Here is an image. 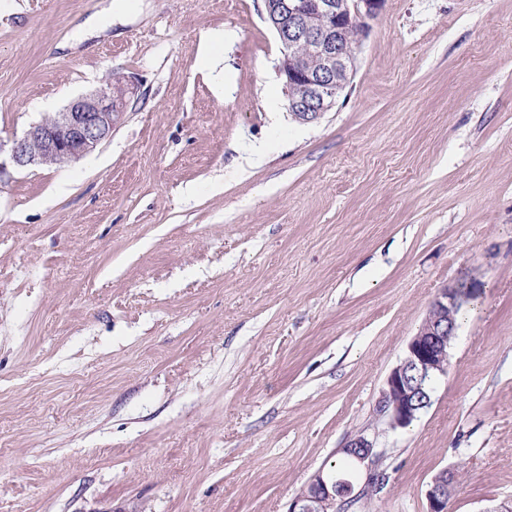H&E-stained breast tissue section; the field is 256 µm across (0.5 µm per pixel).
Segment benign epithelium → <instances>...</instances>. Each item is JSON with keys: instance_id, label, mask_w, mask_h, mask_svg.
I'll return each mask as SVG.
<instances>
[{"instance_id": "1", "label": "benign epithelium", "mask_w": 512, "mask_h": 512, "mask_svg": "<svg viewBox=\"0 0 512 512\" xmlns=\"http://www.w3.org/2000/svg\"><path fill=\"white\" fill-rule=\"evenodd\" d=\"M382 0H265L268 17L279 42L278 72L285 84H298L300 97L289 110L302 122H314L330 111L350 83L356 57L343 45L345 34L368 28ZM309 48L318 67L308 64ZM135 95L123 77L107 78L98 87L72 99L49 123L32 124L9 149L0 142V181L9 170L39 165L48 157L59 164L77 160L112 136ZM459 306L457 286L439 290L427 316L407 345L404 358L390 372L377 403V412L392 430L406 429L431 403L433 381L447 372L450 342L456 335L454 316ZM342 451L373 482V441L364 435L350 439ZM455 490L453 472L434 476L426 490L428 512H450ZM354 491L352 483L328 471L316 472L306 490L289 505L288 512H339Z\"/></svg>"}]
</instances>
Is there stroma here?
<instances>
[{"instance_id": "35a3bbf8", "label": "stroma", "mask_w": 512, "mask_h": 512, "mask_svg": "<svg viewBox=\"0 0 512 512\" xmlns=\"http://www.w3.org/2000/svg\"><path fill=\"white\" fill-rule=\"evenodd\" d=\"M356 56L301 123L264 0H0V140L136 87L93 152L0 182V512H287L358 434L383 483L346 512H427L445 469L452 512L512 499V0H383ZM466 277L430 406L388 428ZM460 287V306L457 284L439 290L421 327L409 341L404 358L386 380L376 409L390 429L411 426L431 403L433 381L447 372L451 345L448 336H455L457 330L455 313L458 327L465 309L478 297L473 281L463 280ZM453 472L445 469L434 476L426 490L428 512H451L448 505L455 490Z\"/></svg>"}]
</instances>
